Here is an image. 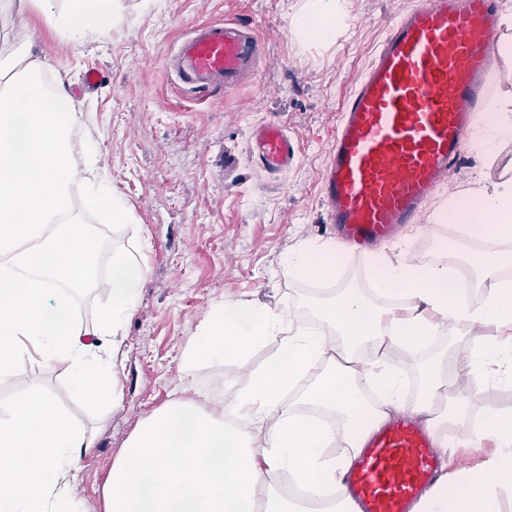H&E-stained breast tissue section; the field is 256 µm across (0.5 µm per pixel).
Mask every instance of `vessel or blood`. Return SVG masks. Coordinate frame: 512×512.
I'll list each match as a JSON object with an SVG mask.
<instances>
[{
	"label": "vessel or blood",
	"mask_w": 512,
	"mask_h": 512,
	"mask_svg": "<svg viewBox=\"0 0 512 512\" xmlns=\"http://www.w3.org/2000/svg\"><path fill=\"white\" fill-rule=\"evenodd\" d=\"M499 34L497 0H418L390 26L345 100L322 175L327 224L356 253L417 223L447 183L489 94ZM260 41L238 21L196 25L170 70L198 94L236 89L256 74ZM249 152L270 173L294 163L296 147L273 120ZM429 433L399 419L373 432L345 478L362 512H411L439 475Z\"/></svg>",
	"instance_id": "obj_1"
}]
</instances>
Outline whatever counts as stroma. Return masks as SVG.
Listing matches in <instances>:
<instances>
[{
	"label": "stroma",
	"instance_id": "35a3bbf8",
	"mask_svg": "<svg viewBox=\"0 0 512 512\" xmlns=\"http://www.w3.org/2000/svg\"><path fill=\"white\" fill-rule=\"evenodd\" d=\"M418 0H346L347 26L329 42L298 40L292 19L300 0H123L124 18L103 34L65 38L39 13L29 19L35 51L49 63L48 78H62L82 114L77 147L93 144L108 181L132 207L137 229L101 222L85 207L86 224L103 241L95 263L103 277L114 256L145 260L148 272L125 325L115 372L119 400L97 409L74 399L66 364H19L0 382V406L17 391L39 384L85 430L94 445L75 464L72 512H102L101 492L112 463L139 424L175 398L207 394L231 401L249 371L280 347L269 339L239 361L185 368L182 354L212 305L251 301L308 322L313 305L343 288L367 289L365 258L344 251L336 278L308 283L283 277V258L302 242H326L320 178L339 113L392 22ZM238 20L253 26L265 50L255 79L231 92L199 96L184 91L165 62L198 23ZM101 80L85 88L88 70ZM279 121L298 154L286 173H267L248 153L253 127ZM512 176V138L492 153L468 139L458 170L438 189L388 255L405 252L427 264L475 269L477 241L457 236L442 254L434 246L449 234L434 216L449 194L477 175ZM497 366L449 386L471 415H512V387L494 385ZM496 451L493 441L469 445L464 427L448 429V464L477 466Z\"/></svg>",
	"mask_w": 512,
	"mask_h": 512
}]
</instances>
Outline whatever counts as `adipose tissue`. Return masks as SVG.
Returning a JSON list of instances; mask_svg holds the SVG:
<instances>
[{"instance_id": "obj_1", "label": "adipose tissue", "mask_w": 512, "mask_h": 512, "mask_svg": "<svg viewBox=\"0 0 512 512\" xmlns=\"http://www.w3.org/2000/svg\"><path fill=\"white\" fill-rule=\"evenodd\" d=\"M122 0H0V381L18 364H66L76 396L92 404L117 400L112 371L120 355L124 324L146 278L144 261L112 260L111 307L98 335L112 339L107 361L92 354L73 320V293L94 265V236L72 204V186L85 189L88 204H103L105 221L132 225L127 202L107 188L93 162V148L76 150L70 94L62 79L43 86L47 62L35 56L24 17L36 6L46 23L66 35H99L122 21ZM347 19L343 0H302L293 30L303 39L331 41ZM478 143L491 151L512 136V99L488 105L476 127ZM441 222L464 225L484 242L477 267L488 286L482 301H466L444 265H421L407 257H375L371 280L382 304L346 289L313 311L320 327L292 325L279 311L254 302H216L186 366L226 360L277 336L281 347L226 408L205 396L178 398L148 416L112 464L103 487L104 512H293L275 483L331 498L330 512H357L343 480L369 432L404 415L420 421L439 448H447L449 424L469 426L471 446L495 439L500 451L483 468L442 472L416 512H498L512 495V417L486 412L471 421L464 402L443 400L450 380L500 367L499 381L512 386V178L478 185L452 196ZM335 243H303L282 261L281 274L323 280L336 271ZM480 327L470 351L441 356L422 367L419 394L406 401L402 364L391 351L410 355L436 335L442 321ZM330 327L336 345L322 332ZM331 369L316 378L299 402L286 393L319 359ZM365 376L379 398L367 402L354 381ZM321 410L320 423L298 406ZM343 442L346 451L332 455ZM55 400L36 387L17 393L0 408V512H59L69 491L68 462L91 448Z\"/></svg>"}]
</instances>
